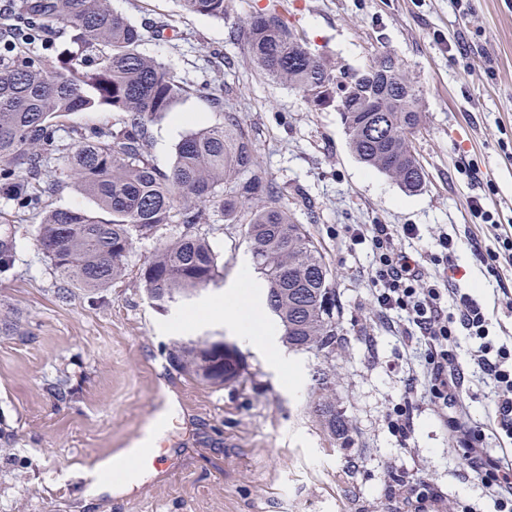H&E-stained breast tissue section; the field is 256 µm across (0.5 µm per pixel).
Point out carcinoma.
<instances>
[{
  "instance_id": "carcinoma-1",
  "label": "carcinoma",
  "mask_w": 512,
  "mask_h": 512,
  "mask_svg": "<svg viewBox=\"0 0 512 512\" xmlns=\"http://www.w3.org/2000/svg\"><path fill=\"white\" fill-rule=\"evenodd\" d=\"M182 10L224 19L227 0H178ZM72 32L46 70L34 53ZM243 35L250 59L265 77L304 94L318 109L336 106L337 69L271 3L248 21ZM141 28L112 10L108 0H22L15 23L0 36L12 62L0 65V195L20 209L48 206L70 180L92 196L98 211L55 208L36 229L37 248L64 278L82 288H106L126 270L134 236L148 235L179 217L183 231L140 268L147 297L159 304L189 299L215 282L217 262L206 234L209 207L224 222H245L255 268L266 285L282 342L293 351H336L333 276L294 213L276 202L278 191L255 174L256 145L237 121L209 124L177 145L168 171L150 154L151 125L172 108L183 87L165 65L139 51ZM348 95L341 118L355 156L393 177L407 193L419 191L423 170L413 140L423 116L419 91L392 55L364 70H343ZM107 108L118 126L80 137L67 153L66 170H52L59 118ZM187 340L167 351V361L189 378L224 386V369L241 377L233 347L215 341L203 349ZM333 443L348 441L345 415L336 404L315 406Z\"/></svg>"
}]
</instances>
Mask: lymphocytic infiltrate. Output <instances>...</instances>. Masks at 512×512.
<instances>
[{
	"label": "lymphocytic infiltrate",
	"instance_id": "f902f5d3",
	"mask_svg": "<svg viewBox=\"0 0 512 512\" xmlns=\"http://www.w3.org/2000/svg\"><path fill=\"white\" fill-rule=\"evenodd\" d=\"M350 241L369 244V281L377 315L404 342L423 347L421 374L408 375L389 425L401 440L414 432L411 409L423 401L440 418L450 451L481 481L495 512H512V456L489 448V439L512 440V346L492 330V319L470 292L453 285L446 272L457 245L447 232L408 252L415 238L406 224H350ZM465 333L473 346L468 365H460L456 337ZM487 382L494 395L491 422L474 421L463 401L469 378Z\"/></svg>",
	"mask_w": 512,
	"mask_h": 512
}]
</instances>
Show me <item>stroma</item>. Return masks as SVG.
I'll return each instance as SVG.
<instances>
[{"mask_svg": "<svg viewBox=\"0 0 512 512\" xmlns=\"http://www.w3.org/2000/svg\"><path fill=\"white\" fill-rule=\"evenodd\" d=\"M276 3L317 53L339 68L363 69L384 53L402 62L420 94L424 125L414 139L423 167L420 192L408 194L389 175L366 167L349 147L336 108L316 109L298 91L272 82L252 64L231 29ZM142 28L143 55L164 62L185 87L170 112L151 126L155 165L169 170L192 123L234 116L251 130L256 174L280 188L281 205L306 224L333 273L340 341L330 358L289 352L301 371L291 389L261 352L239 347L243 380L220 388L188 380L165 357L189 339L234 344L223 324L176 317L223 298L238 260L251 248L243 228L211 216L204 230L218 277L193 300L154 307L140 268L177 236L171 224L135 237L124 275L104 289L63 280L38 250L42 210L18 211L0 195V240L13 265L0 273V512H410L387 498L397 471L425 474L441 500L491 512L476 476L448 452V435L428 406L414 413L409 443L388 428L402 380L420 352L377 326L368 281V244L343 236L348 224L416 225L420 242L440 231L461 239L452 275L473 289L495 323L512 335V313L464 241L481 199L497 221L512 224V0H229L224 19L188 14L177 0H109ZM166 22L164 36L153 25ZM223 94L216 111L201 85ZM478 164V180L461 174ZM493 181L495 193L485 190ZM330 391H315L316 370ZM66 377L72 401L50 387ZM175 400L160 464L127 489L89 499L86 476L97 461L126 448L155 403ZM335 402L349 441L330 443L312 411Z\"/></svg>", "mask_w": 512, "mask_h": 512, "instance_id": "obj_1", "label": "stroma"}]
</instances>
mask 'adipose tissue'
Instances as JSON below:
<instances>
[{"label": "adipose tissue", "instance_id": "obj_1", "mask_svg": "<svg viewBox=\"0 0 512 512\" xmlns=\"http://www.w3.org/2000/svg\"><path fill=\"white\" fill-rule=\"evenodd\" d=\"M265 285L255 278L249 260H242L233 285L225 297L207 305L205 312L211 318L223 321L225 328L245 346L262 347L274 368L283 371L289 385H296L300 377L291 366L278 342L277 331L264 314Z\"/></svg>", "mask_w": 512, "mask_h": 512}]
</instances>
